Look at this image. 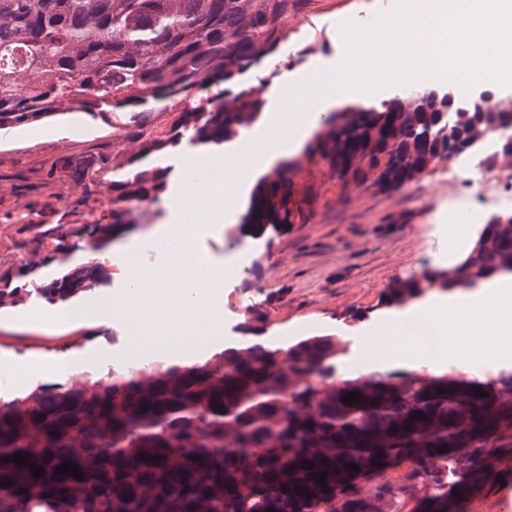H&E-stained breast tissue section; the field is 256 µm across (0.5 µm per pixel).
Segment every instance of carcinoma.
Returning a JSON list of instances; mask_svg holds the SVG:
<instances>
[{"label": "carcinoma", "mask_w": 512, "mask_h": 512, "mask_svg": "<svg viewBox=\"0 0 512 512\" xmlns=\"http://www.w3.org/2000/svg\"><path fill=\"white\" fill-rule=\"evenodd\" d=\"M310 4L0 0V130L87 112L135 129L152 153L184 139L229 142L263 112L264 85L251 73L286 39L288 17ZM496 99L453 104L423 87L334 113L300 157L258 184L229 238L245 227L263 235L308 224L329 192L345 200L405 189L482 146L506 116ZM153 112L178 116L162 130ZM167 176L132 155L110 185L112 223L77 229L86 249L104 251L115 228L161 199ZM484 224L461 258L395 282L381 306L512 274V213H491ZM31 229L38 245L0 289L14 296L22 288L13 281L67 261L54 228ZM101 270L71 269L37 295L65 303ZM238 331L192 363L164 358L129 377L0 390V512H378L393 498L409 512H465L486 483L512 474L511 372L489 383L405 369L343 375L340 336L276 343L248 318ZM352 392L360 400L343 401ZM15 454L28 463L6 461ZM68 463L82 479L56 474Z\"/></svg>", "instance_id": "1"}]
</instances>
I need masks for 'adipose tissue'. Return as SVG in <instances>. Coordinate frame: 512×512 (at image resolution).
Instances as JSON below:
<instances>
[{"instance_id": "obj_1", "label": "adipose tissue", "mask_w": 512, "mask_h": 512, "mask_svg": "<svg viewBox=\"0 0 512 512\" xmlns=\"http://www.w3.org/2000/svg\"><path fill=\"white\" fill-rule=\"evenodd\" d=\"M437 312L435 330L439 335L451 337V344L441 347L429 361L433 368L444 369L448 365L466 368L472 375H479L482 363L467 343L458 339L462 332L463 313H492L495 322L491 330L495 336L512 335V274L503 275L484 283L481 288L465 292L463 296H427L426 300L410 308L390 312L388 321L405 327L413 324L416 315L424 310Z\"/></svg>"}]
</instances>
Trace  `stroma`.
I'll return each mask as SVG.
<instances>
[{
  "label": "stroma",
  "instance_id": "obj_1",
  "mask_svg": "<svg viewBox=\"0 0 512 512\" xmlns=\"http://www.w3.org/2000/svg\"><path fill=\"white\" fill-rule=\"evenodd\" d=\"M386 0H315L311 10L288 20V37L259 74L268 88L317 67L343 62L340 39L345 22L372 23L388 13ZM143 140L114 132L108 118L66 112L0 131V274L18 266L33 249L28 222L58 224L67 247V268L86 265L79 247V224L111 222L108 181L123 173ZM100 156L106 165L98 177L78 176V161ZM461 200L439 174L403 191H367L350 201H331L313 222L282 236L244 237L238 246L206 241L225 263H241L226 283L233 301L224 335H233L245 306L265 317L267 335L281 340L325 329L346 338L340 358L344 374L361 373L359 353L384 311L382 293L391 284L423 268L439 266L455 232L449 217L462 214ZM34 300L0 305V375L21 369L34 355L46 359L44 375L64 376L85 364L112 363L121 348L112 334H123L120 317L102 323L45 327L31 320Z\"/></svg>",
  "mask_w": 512,
  "mask_h": 512
}]
</instances>
